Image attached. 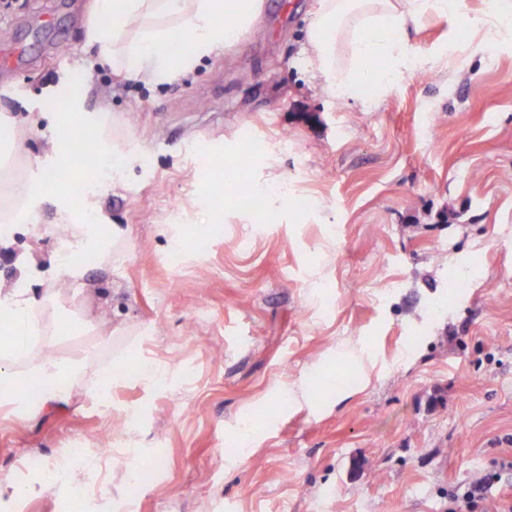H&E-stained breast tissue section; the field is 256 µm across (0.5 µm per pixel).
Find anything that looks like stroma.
<instances>
[{
    "label": "stroma",
    "instance_id": "obj_1",
    "mask_svg": "<svg viewBox=\"0 0 512 512\" xmlns=\"http://www.w3.org/2000/svg\"><path fill=\"white\" fill-rule=\"evenodd\" d=\"M87 2L0 0V114H69L56 88L88 55ZM259 2L175 81L83 78L86 107L107 101L116 136L152 163L65 167L123 244L106 268L85 256L87 286L63 305L94 324L63 338L88 357L70 403L0 423V477L24 488L0 493V512H448L452 486L512 460V40L468 25L489 0L426 14L406 42L434 67L343 104L304 59L317 0ZM45 135L9 125L0 142L37 178ZM258 193L273 222L244 204ZM146 361L161 381L120 377L99 401L101 374ZM131 412L105 469L81 474L93 498L23 472L76 440L98 454ZM157 457L130 487L127 467Z\"/></svg>",
    "mask_w": 512,
    "mask_h": 512
}]
</instances>
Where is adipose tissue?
Listing matches in <instances>:
<instances>
[{"instance_id":"ef3b65f1","label":"adipose tissue","mask_w":512,"mask_h":512,"mask_svg":"<svg viewBox=\"0 0 512 512\" xmlns=\"http://www.w3.org/2000/svg\"><path fill=\"white\" fill-rule=\"evenodd\" d=\"M461 9L462 0H319V9L307 26L305 50L324 89L346 101L356 98L363 86L384 90L403 71L433 66L432 56L409 52L406 30L419 24L426 11L445 15ZM257 11L256 0H89L85 42L96 53L95 64L116 67L132 79L163 82L193 70L204 57L231 42ZM134 24L140 33L133 37L129 30ZM186 43L192 50L185 55L181 47ZM343 43L349 54L344 67L338 64V48ZM176 57L181 63L175 68L171 61ZM48 131L44 154L56 170L71 154L79 131L95 136L91 167L112 160L129 167L138 161L136 153L121 148L113 139L108 107L84 112L74 127L59 117H49ZM0 181L11 203L9 209L0 211V222L20 219L39 224L36 202L45 192L44 180L25 175L9 179L0 172ZM99 208L98 196L85 194L60 205L56 212L55 223L66 228L72 252L64 272L76 284L86 274L80 261L83 253L97 254L107 266L122 243L120 235L104 239L95 225L88 223V216ZM37 266L34 255L19 257L14 286L0 290V317L8 321L0 329L8 337L7 343L0 345V416L5 418L30 410L17 389L19 376L40 382L42 405L61 406L70 401V384L86 371V357L44 353L58 343L63 318L58 288L50 285L33 290L30 272Z\"/></svg>"}]
</instances>
